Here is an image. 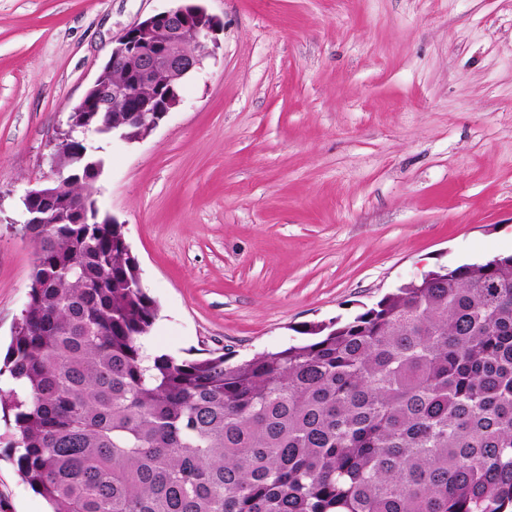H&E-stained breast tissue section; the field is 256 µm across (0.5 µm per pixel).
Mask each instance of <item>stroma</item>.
<instances>
[{"instance_id":"stroma-1","label":"stroma","mask_w":512,"mask_h":512,"mask_svg":"<svg viewBox=\"0 0 512 512\" xmlns=\"http://www.w3.org/2000/svg\"><path fill=\"white\" fill-rule=\"evenodd\" d=\"M219 47L144 139L88 135L177 360L301 342L437 266L512 254V0H202ZM173 0H0V360L21 199L113 41ZM0 446V512H45Z\"/></svg>"}]
</instances>
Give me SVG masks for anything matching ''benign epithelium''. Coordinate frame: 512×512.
<instances>
[{
  "instance_id": "7a95c632",
  "label": "benign epithelium",
  "mask_w": 512,
  "mask_h": 512,
  "mask_svg": "<svg viewBox=\"0 0 512 512\" xmlns=\"http://www.w3.org/2000/svg\"><path fill=\"white\" fill-rule=\"evenodd\" d=\"M219 20L199 4V0H179V4L155 13L128 28L116 41L108 62L77 106L71 108L67 129L62 131L49 156L56 178L28 190L22 198L26 224H86L88 203L67 193L69 172L62 163L64 149L79 150L89 133L112 134L136 141L151 132L168 112L181 102L183 82L203 67L208 43H217ZM197 48L187 49L188 35ZM122 72L125 79L110 78ZM123 113L114 123L95 127L76 122L75 113L90 108Z\"/></svg>"
}]
</instances>
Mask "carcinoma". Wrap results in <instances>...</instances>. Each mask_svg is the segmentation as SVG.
I'll use <instances>...</instances> for the list:
<instances>
[{"label": "carcinoma", "instance_id": "cac0c4a2", "mask_svg": "<svg viewBox=\"0 0 512 512\" xmlns=\"http://www.w3.org/2000/svg\"><path fill=\"white\" fill-rule=\"evenodd\" d=\"M38 264L0 444L52 512H505L512 255L440 267L312 340L145 359L123 225L25 224Z\"/></svg>", "mask_w": 512, "mask_h": 512}]
</instances>
